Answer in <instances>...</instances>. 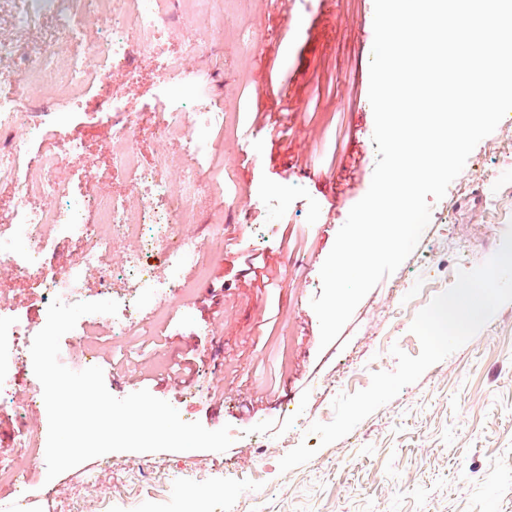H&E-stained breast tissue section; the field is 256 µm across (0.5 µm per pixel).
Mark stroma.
I'll use <instances>...</instances> for the list:
<instances>
[{
	"instance_id": "stroma-1",
	"label": "stroma",
	"mask_w": 512,
	"mask_h": 512,
	"mask_svg": "<svg viewBox=\"0 0 512 512\" xmlns=\"http://www.w3.org/2000/svg\"><path fill=\"white\" fill-rule=\"evenodd\" d=\"M166 52L178 67L206 66L200 93L229 114L225 135L201 120L191 133L210 147L223 183L193 196L207 270L158 334L155 358L176 365L130 371L100 349L104 314L82 316L60 342V361L79 370L80 350H100L107 390L122 398L145 389L187 422L230 426L224 452H112L48 478L47 466L20 437L48 434L40 409L23 413L32 365L14 371L0 393V464L26 470L21 512H512V302L503 304L464 346L428 368L348 435L320 446L312 423L330 422L332 402L367 388L377 371H394L392 346L418 355L410 326L418 310L452 287L459 270L495 255L512 227V123L501 120L470 154L466 179L431 200V218L414 252L358 304L337 340L320 344L310 301L320 269L351 207L368 191L376 159L369 102L373 0H211L223 29H210L162 5ZM12 0H0V40L21 57H0V71L36 64L48 45L63 61L96 70L102 23L75 11L69 26L48 16L14 24ZM153 46L130 68L91 84L75 107L60 95L29 93L26 110L39 139L0 130V144L37 155L59 147L54 177L85 200L129 196L112 142L120 107L136 128L141 168L165 159L162 176L178 184L197 159L154 133L165 107H190L178 76L163 75ZM79 151H70V144ZM222 245H215V234ZM264 260L269 277L249 272ZM0 306L33 325L47 299L32 278L0 268ZM314 457L283 472L280 459L300 442Z\"/></svg>"
}]
</instances>
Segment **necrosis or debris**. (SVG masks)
<instances>
[{
  "mask_svg": "<svg viewBox=\"0 0 512 512\" xmlns=\"http://www.w3.org/2000/svg\"><path fill=\"white\" fill-rule=\"evenodd\" d=\"M131 10L113 9L112 34L97 45V55L109 68L130 66L132 53L141 42L142 34H163L167 22L157 8V0H130ZM87 74L79 63H72L66 70L54 66L51 51H43L37 66L18 73L0 72L2 84H29L50 80L68 85L85 82ZM201 70H186L181 74L182 85L195 93L193 113L170 109L160 113L155 128L160 137L179 138L184 150L192 155L202 154L204 142L192 136L189 126L193 114L204 117L209 127L223 129L227 118L224 113L212 111L207 100L198 97L196 90L207 81ZM135 131L128 123H121L117 142L113 148V164L123 173L130 185L131 202L101 198L84 204L69 201L64 206L45 210L29 202L30 188L20 180L21 171L40 166L43 172L42 189L57 196L61 189L53 178L52 157L56 145L49 144L40 157L31 158L16 147L0 148V179L17 180L22 199L10 219L16 226L18 238L0 235V262L6 263L23 274L32 275L37 287L47 291L49 297H60L65 303L83 301V288L89 278H97L109 289L113 299L122 301L119 313L110 320L113 335L130 336L147 322L161 325L167 322L169 311L176 297L188 293L193 285L181 277V269L195 261L201 248L192 236L185 234L186 225L196 223L197 213L191 202L192 194L200 181L197 170L182 177L184 188L175 197L173 211L159 205L168 194L167 184L157 171L139 168L131 140ZM135 239L140 246L124 257L125 273L105 268L103 257L118 242ZM78 243L81 251L66 272H59L54 263L57 245ZM158 252L165 259L168 274L156 276L145 264L146 254ZM152 298L151 306L144 307L139 297ZM34 330L22 317H0V390L4 389L15 366L25 351L24 339Z\"/></svg>",
  "mask_w": 512,
  "mask_h": 512,
  "instance_id": "obj_1",
  "label": "necrosis or debris"
}]
</instances>
